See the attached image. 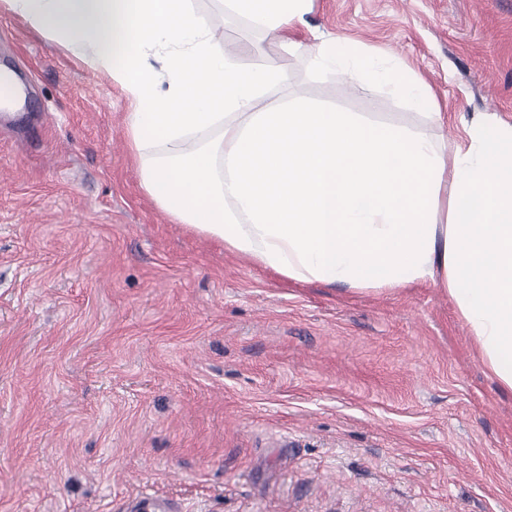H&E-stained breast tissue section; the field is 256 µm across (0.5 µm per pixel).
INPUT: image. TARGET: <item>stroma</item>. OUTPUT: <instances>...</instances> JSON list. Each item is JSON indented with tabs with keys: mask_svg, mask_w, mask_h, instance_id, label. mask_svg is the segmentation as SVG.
I'll list each match as a JSON object with an SVG mask.
<instances>
[{
	"mask_svg": "<svg viewBox=\"0 0 512 512\" xmlns=\"http://www.w3.org/2000/svg\"><path fill=\"white\" fill-rule=\"evenodd\" d=\"M243 67L288 93L412 126L512 123V0H312L340 36L434 95L443 125L310 58L221 0ZM0 512H512V393L441 288L353 293L257 268L170 218L130 155L120 84L0 10ZM130 512H170L172 504L168 499L154 494H141L128 506Z\"/></svg>",
	"mask_w": 512,
	"mask_h": 512,
	"instance_id": "stroma-1",
	"label": "stroma"
}]
</instances>
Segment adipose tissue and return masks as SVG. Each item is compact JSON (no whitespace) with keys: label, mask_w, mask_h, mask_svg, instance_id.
Listing matches in <instances>:
<instances>
[{"label":"adipose tissue","mask_w":512,"mask_h":512,"mask_svg":"<svg viewBox=\"0 0 512 512\" xmlns=\"http://www.w3.org/2000/svg\"><path fill=\"white\" fill-rule=\"evenodd\" d=\"M309 0H224L294 52ZM133 108L145 193L172 222L288 280L354 292L431 283L448 295L486 370L512 392V125L464 121L446 155L422 132L285 97L288 75L243 69L191 0H0ZM318 74L361 70L418 105L412 74L344 38L308 44Z\"/></svg>","instance_id":"obj_1"}]
</instances>
